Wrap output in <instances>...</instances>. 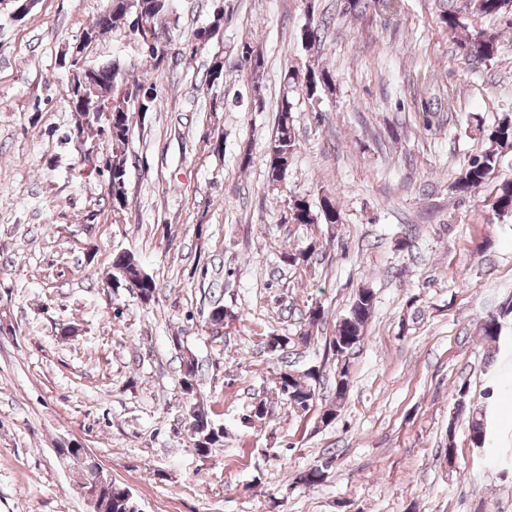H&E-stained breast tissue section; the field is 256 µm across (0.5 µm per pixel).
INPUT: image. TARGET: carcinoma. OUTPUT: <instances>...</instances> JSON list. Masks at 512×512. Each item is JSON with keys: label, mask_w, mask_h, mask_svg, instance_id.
<instances>
[{"label": "carcinoma", "mask_w": 512, "mask_h": 512, "mask_svg": "<svg viewBox=\"0 0 512 512\" xmlns=\"http://www.w3.org/2000/svg\"><path fill=\"white\" fill-rule=\"evenodd\" d=\"M512 0H477L476 9L484 15H495L502 12L511 4ZM112 19L108 24L98 20L89 30L95 31L101 36L116 26L117 23L131 19V30L137 33L147 50L148 57L153 62V71H163V66L174 57L171 52V42L158 32L154 23L167 14L170 0H112ZM224 25V5H219L213 11L210 21L195 28L191 32V54H196L200 47L207 46L218 36ZM498 39L494 33L478 31L456 42V47L462 56L473 60L487 61L497 52ZM242 57L250 73L258 78L263 73L265 59L261 51L250 45L243 46ZM286 83L296 84L309 98H316L323 88L329 86L331 76L328 71H315L309 69L303 74L291 73L285 76ZM157 80L147 77L126 78L125 87L115 86L112 90V111L121 114V119L112 124V135L107 141L111 147L112 159L115 161L112 172L95 166L96 174L112 181V194L108 199L112 201L113 213L121 214L127 206V156L125 146L130 138L131 114L135 112L147 113L157 97ZM96 97L91 96L83 100V109L75 113V129L84 132L87 128L95 127L91 113L96 111ZM492 148L482 156L471 160L464 172L457 179L455 189L461 193L473 191L479 188L485 180L488 171L496 162L497 148L512 146V123L499 124L490 134ZM296 146L295 128L293 125L291 106L288 99H283L278 113L277 126L274 138L267 150L265 165L269 185L276 186L280 182L281 171L288 170ZM493 207L501 212H512V182L501 185L494 200ZM291 218L300 224H336L340 221L336 204L328 198H323L320 208L313 210L308 201L298 199L292 202ZM111 278L122 286L129 282L142 288L148 304L155 299L157 284L148 276L140 263L128 254H120L112 261ZM373 294L368 290H361L355 297L347 315L336 322L335 336L332 337L329 346L336 356V360L344 358V352L348 345H359L364 341V333L368 320L373 311ZM198 363L188 359L184 363V372L181 379L182 389L185 394H195L197 386ZM336 400L345 399L348 391L349 379L347 365L336 366ZM322 377L320 370L310 368L305 372V379L299 380L294 373L285 371L279 376V391L291 406L298 411H307L312 406L316 397V385ZM453 415L464 417L468 421L470 438L475 446L486 439L485 424L482 414L473 411L464 403H457ZM190 419L196 421L202 430L193 433L194 442H203L205 446L201 453L205 454L209 448L219 441V436L209 435L208 412L198 403L189 408ZM325 471L323 467L313 466L296 476L297 482L307 486H317L324 481ZM129 500L124 494L123 488L112 487V501L105 502L104 512H127Z\"/></svg>", "instance_id": "carcinoma-1"}]
</instances>
